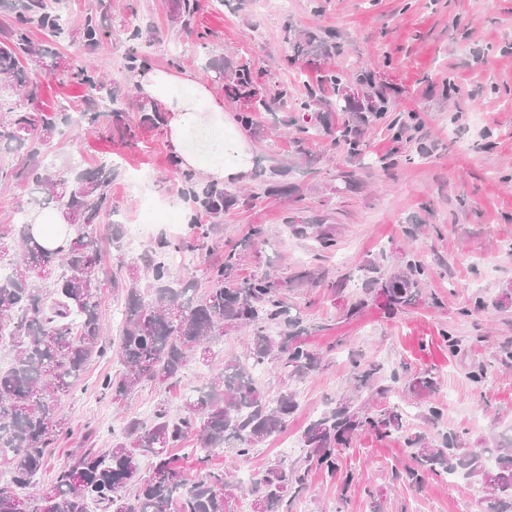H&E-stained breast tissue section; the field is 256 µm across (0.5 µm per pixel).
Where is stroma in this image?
Segmentation results:
<instances>
[{
  "instance_id": "stroma-1",
  "label": "stroma",
  "mask_w": 512,
  "mask_h": 512,
  "mask_svg": "<svg viewBox=\"0 0 512 512\" xmlns=\"http://www.w3.org/2000/svg\"><path fill=\"white\" fill-rule=\"evenodd\" d=\"M112 30L92 52L62 42L68 55H89L104 64L127 93L125 109L137 124V137L126 144L106 130L56 137L46 152L58 170L90 168L111 160L115 168L110 192L112 221L136 223L140 202L180 199L182 180L162 129L140 125L134 76L123 65L124 25H153L149 62L165 69L172 57L195 79L212 84L206 69L215 56L252 61L266 77L303 91L320 71L373 70L378 82L400 88L394 112H416L422 125L416 142L397 143L384 125L367 129L368 152L350 158L324 136L312 139L308 153L297 156L294 112L283 108L257 116L245 136L255 152L246 186L229 184L237 202L224 213V234L214 254L223 255L247 237L251 228L266 231L264 242L248 247L238 278L265 272L289 279L282 294L296 309L308 331L302 339L326 357L325 369L297 383L299 408L284 431L269 439L248 460L232 448L220 449L210 466L259 473L279 461L298 464L301 436L321 412L334 407L354 384L355 365L378 364L383 376L400 381L375 408L409 406L411 432L435 439L456 430L469 446L512 428V0H293L289 12L260 14L254 0H199L194 31L171 21L172 0H112ZM332 31L344 46L342 54L317 55L289 63L285 30ZM42 83L41 103L66 104L80 110L84 88L62 74L32 71ZM424 146L426 158L415 157ZM355 189H346L345 173ZM290 186V195L275 187ZM332 228L335 245L320 249L309 234L314 225ZM165 226L147 231L138 246L116 250L103 237L104 267L113 280L99 291V314L109 328V351L90 362L60 411L70 432L53 448L41 475L48 484L75 449L107 448L112 431L125 419L149 420L158 401L179 412L185 395L206 384L224 365V357L240 352L241 330L228 328L213 347L207 364H193L170 388L144 384L123 405L113 404L100 380L118 372L117 327L125 296L122 282L128 265L164 234ZM413 255L426 265L422 299L397 314L371 302L354 317L343 314L360 296L374 262L396 268ZM312 272L311 280L293 281L295 272ZM483 300L485 311L472 307ZM465 337L466 350L448 354L441 334ZM484 369L479 385L469 374ZM429 375L433 393L410 389V381ZM444 407L440 422L425 418L430 402ZM412 460L399 436L382 438L362 431L340 457L353 471L351 485L341 477L310 473L306 489L291 512H480L475 488L465 480L449 483L432 476L420 486L404 476Z\"/></svg>"
}]
</instances>
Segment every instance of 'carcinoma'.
<instances>
[{"mask_svg":"<svg viewBox=\"0 0 512 512\" xmlns=\"http://www.w3.org/2000/svg\"><path fill=\"white\" fill-rule=\"evenodd\" d=\"M9 16L5 39L0 40V81L35 103L41 85L31 78L25 63L31 61L48 72L62 71L87 89L79 111L82 125L102 126L132 140L136 128L118 105L124 93L116 82L83 60L75 61L58 50L70 28L57 10L45 0H0ZM110 0H96L76 29L74 37L86 49L96 48L107 35ZM197 12L196 0H176L172 22L188 30ZM151 29L131 25L123 30L127 45L124 68L130 72L148 62L142 45L151 41ZM293 57L313 53L329 54L338 48L336 34L318 37L310 32L284 36ZM216 81L234 99L246 98L247 110L239 112L244 127L253 124L255 114L288 106L300 113L294 120L297 153L305 154V143L313 135L325 134L332 143L342 144L352 158L364 155L363 128L382 123L392 110L371 73L354 77L371 107L344 97L350 86L348 75L327 70L320 83L294 95L284 84L257 86L249 64L233 65L218 56L209 62ZM331 89L335 100L324 95ZM141 122L158 127L164 113L145 102L139 103ZM345 114L333 127L328 113ZM72 112L58 106L50 113L34 107L0 110V150L22 152V168H0V181L22 177L37 193L42 208L60 209L70 230L65 245L49 250L34 238L26 218L20 227L0 229V256L17 257L7 279L0 282V332L14 341L15 363L0 370V462L12 467L11 483L29 494L14 500L0 498V512H89L95 504L101 512H231L235 491L241 485L222 471L208 470L211 455L227 444L235 455L248 459L269 438L283 431L296 410V393L286 384L271 398L252 377L257 365L277 363L288 379H299L323 369V356L299 340L301 319L291 314L281 288L288 281H303L309 272L280 280L267 273L249 279L235 278L240 253L232 249L222 260L208 263L204 275L209 288L197 296L193 276L175 280L167 256L182 244L160 239L128 267L126 304L118 355L120 371L101 383L112 402L119 405L144 382L167 385L185 373L192 359L209 361L211 344L224 336L226 327H246L252 336L240 355L224 357V370L210 384L184 399L178 414L164 402L157 404L151 421L124 423L112 432V446L102 452L83 448L71 462L59 468L52 483L38 486L36 476L44 468L49 450L67 432L68 422L58 412V398L82 376L87 364L104 357L103 323L98 311L101 273L97 224L112 212L108 188L112 163L101 162L62 177L44 162L42 150L60 128L72 126ZM389 120V119H387ZM416 112L402 113L389 120L387 129L398 141L413 140L420 128ZM182 196L208 223L191 222L192 235L207 243L224 232V211L235 204L237 195L215 186H200L194 174H182ZM366 282L365 296L349 305L347 315L357 314L367 297L383 299L390 310L414 304L422 297L426 270L418 259L392 271H380ZM53 297H46L45 289ZM277 327L275 335L269 333ZM392 387L383 383L381 367L358 372L354 391L313 420L302 435L304 456L299 466L275 463L257 474L246 488L258 512H283L305 488L310 472L336 474L339 455L350 448L362 430L380 437L403 435L404 446L415 467L408 479L421 483L430 475L460 473L472 484L483 504V512H512V439L491 437L480 448L467 446L461 435L448 431L441 442L420 433H403L404 414L399 407L374 410L367 400L384 398ZM196 437L197 462L204 474L190 479L176 464L168 449L178 448ZM151 459L142 472L140 461Z\"/></svg>","mask_w":512,"mask_h":512,"instance_id":"1","label":"carcinoma"}]
</instances>
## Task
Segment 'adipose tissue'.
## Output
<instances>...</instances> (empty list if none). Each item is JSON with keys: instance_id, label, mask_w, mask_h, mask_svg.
<instances>
[{"instance_id": "1", "label": "adipose tissue", "mask_w": 512, "mask_h": 512, "mask_svg": "<svg viewBox=\"0 0 512 512\" xmlns=\"http://www.w3.org/2000/svg\"><path fill=\"white\" fill-rule=\"evenodd\" d=\"M135 82L142 100L164 112L165 139L180 169L194 171L207 183L248 180L252 147L207 84L188 72L148 65L137 69Z\"/></svg>"}]
</instances>
